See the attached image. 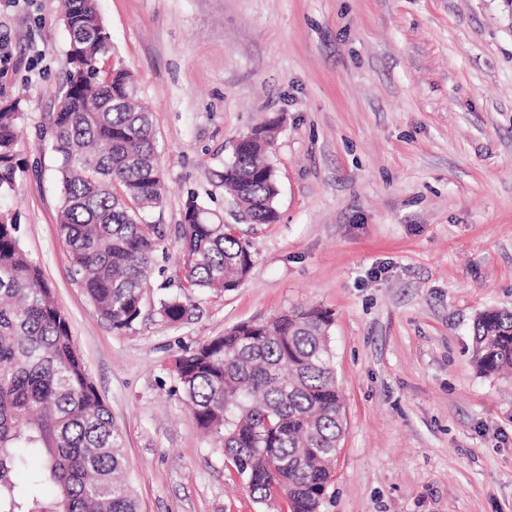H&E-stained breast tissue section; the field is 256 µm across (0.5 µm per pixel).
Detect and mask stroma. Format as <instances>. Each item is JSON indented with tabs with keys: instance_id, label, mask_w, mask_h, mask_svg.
<instances>
[{
	"instance_id": "35a3bbf8",
	"label": "stroma",
	"mask_w": 512,
	"mask_h": 512,
	"mask_svg": "<svg viewBox=\"0 0 512 512\" xmlns=\"http://www.w3.org/2000/svg\"><path fill=\"white\" fill-rule=\"evenodd\" d=\"M161 151L167 236L198 195L252 242L235 290L172 326L152 272L116 333L70 274L56 162L41 151L67 71L60 0H0V106L26 162L0 210L65 313L125 439L140 512H265L202 432L172 356L298 305L331 311L343 436L322 512H512V380L480 375L472 324L512 309V0H97ZM279 122L278 218L250 224L217 178Z\"/></svg>"
}]
</instances>
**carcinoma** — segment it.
I'll return each instance as SVG.
<instances>
[{"instance_id":"1","label":"carcinoma","mask_w":512,"mask_h":512,"mask_svg":"<svg viewBox=\"0 0 512 512\" xmlns=\"http://www.w3.org/2000/svg\"><path fill=\"white\" fill-rule=\"evenodd\" d=\"M69 69L51 121L48 149L60 187L57 232L70 273L98 318L120 333L142 312L148 274L166 238L146 215L159 207L160 152L150 112L129 72L108 63L96 0H61ZM19 103L0 108V196L15 190ZM262 141H242L224 164V190L252 224H272L279 195ZM17 217L0 212V512H139L125 478L124 436L91 381L67 317L40 266L23 249ZM182 294L159 300L171 325L194 315L192 297L244 282L252 244L188 197L181 224ZM332 316L317 306L243 322L173 356L198 426L221 444L256 502L272 512H322L343 435L342 404L330 341ZM479 372L512 370V310L488 308L472 325ZM42 454L26 485L14 481L25 452ZM51 484L56 496L40 492Z\"/></svg>"}]
</instances>
